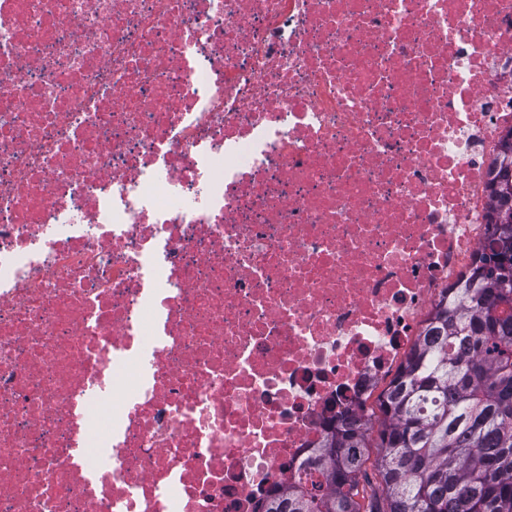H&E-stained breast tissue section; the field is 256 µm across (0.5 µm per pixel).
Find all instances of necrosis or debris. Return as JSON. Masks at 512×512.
Instances as JSON below:
<instances>
[{
  "instance_id": "4bbe7bcc",
  "label": "necrosis or debris",
  "mask_w": 512,
  "mask_h": 512,
  "mask_svg": "<svg viewBox=\"0 0 512 512\" xmlns=\"http://www.w3.org/2000/svg\"><path fill=\"white\" fill-rule=\"evenodd\" d=\"M512 0H0V512H254L485 238Z\"/></svg>"
}]
</instances>
